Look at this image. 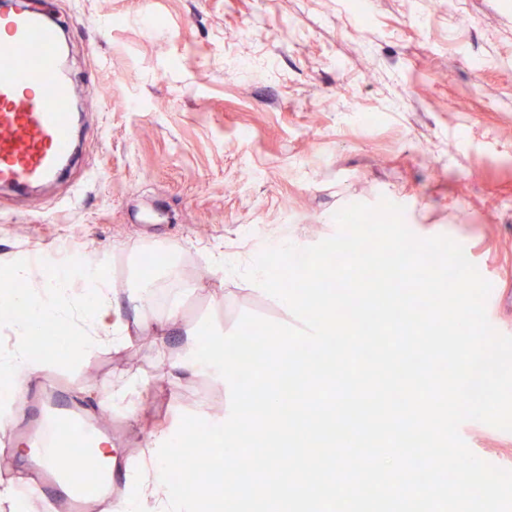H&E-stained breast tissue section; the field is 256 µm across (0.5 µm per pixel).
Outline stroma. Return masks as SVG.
I'll return each mask as SVG.
<instances>
[{"label":"stroma","instance_id":"35a3bbf8","mask_svg":"<svg viewBox=\"0 0 512 512\" xmlns=\"http://www.w3.org/2000/svg\"><path fill=\"white\" fill-rule=\"evenodd\" d=\"M69 41L80 106L60 177L0 186V264L38 252L101 258L132 344L48 367L99 409L112 455L143 460L157 429L220 414L207 374L170 378L164 356L213 319L284 322L209 255L248 267L272 240L307 247L354 203L400 205L418 237L445 235L497 292L491 325L512 336V0H35ZM374 116L362 124V112ZM179 249L148 311L128 300L143 257ZM178 319L156 341L143 314ZM484 457L512 462V432L463 424Z\"/></svg>","mask_w":512,"mask_h":512}]
</instances>
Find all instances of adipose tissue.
<instances>
[{"mask_svg": "<svg viewBox=\"0 0 512 512\" xmlns=\"http://www.w3.org/2000/svg\"><path fill=\"white\" fill-rule=\"evenodd\" d=\"M0 306L14 313L9 325L13 341L0 348V378L31 377L57 364L53 353L31 346L34 336L49 324L70 325L81 340L77 353L83 358L102 346L122 350L131 344L127 327L112 319V285L100 265L77 263L39 280L30 261L12 259L0 270ZM147 445L151 455L137 478L134 496L118 497L112 512H133L138 505L144 512H190L193 503L207 499L202 483L171 492L168 461L180 453L172 433H155Z\"/></svg>", "mask_w": 512, "mask_h": 512, "instance_id": "1", "label": "adipose tissue"}]
</instances>
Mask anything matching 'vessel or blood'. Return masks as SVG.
<instances>
[{"label": "vessel or blood", "instance_id": "vessel-or-blood-1", "mask_svg": "<svg viewBox=\"0 0 512 512\" xmlns=\"http://www.w3.org/2000/svg\"><path fill=\"white\" fill-rule=\"evenodd\" d=\"M0 36V183L15 190L60 177L71 152V81L61 67L55 26L40 11L20 8L4 18ZM30 404L28 441L36 492L49 512H90L121 484L124 468L104 469L93 447L102 435L92 416L42 379Z\"/></svg>", "mask_w": 512, "mask_h": 512}]
</instances>
